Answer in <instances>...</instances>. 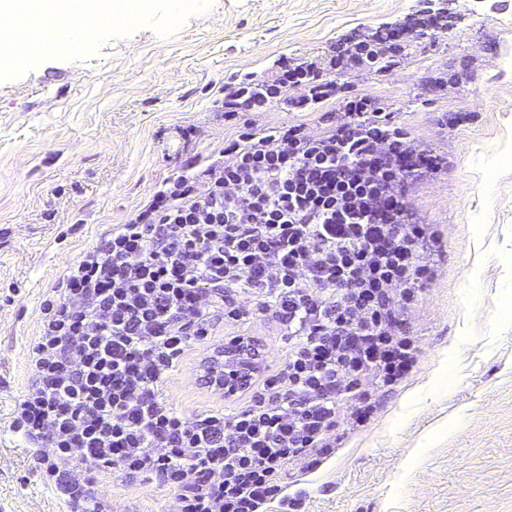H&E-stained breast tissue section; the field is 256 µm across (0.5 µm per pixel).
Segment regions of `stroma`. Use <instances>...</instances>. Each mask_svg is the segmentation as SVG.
<instances>
[{
    "label": "stroma",
    "instance_id": "obj_1",
    "mask_svg": "<svg viewBox=\"0 0 512 512\" xmlns=\"http://www.w3.org/2000/svg\"><path fill=\"white\" fill-rule=\"evenodd\" d=\"M423 0H135L88 42L50 43L0 68V512H63L8 426L29 376L40 303L67 263L135 213L185 160L235 138L217 102L230 77L267 76L424 9ZM446 28L404 65L353 88L377 97L448 168L410 198L443 261L408 320L419 361L364 428L339 433L313 473L288 466L304 512H512V0H443ZM438 71L458 74L448 92ZM248 112L257 128L322 112ZM468 114L454 128L446 117ZM193 128L192 137L182 135ZM197 346L164 386L193 416L227 400L201 389ZM413 401H405L410 389ZM112 512H177L155 483L107 479Z\"/></svg>",
    "mask_w": 512,
    "mask_h": 512
}]
</instances>
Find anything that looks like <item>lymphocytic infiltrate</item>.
<instances>
[{"mask_svg":"<svg viewBox=\"0 0 512 512\" xmlns=\"http://www.w3.org/2000/svg\"><path fill=\"white\" fill-rule=\"evenodd\" d=\"M348 38L323 57L233 77L224 116L336 99L320 135L244 125L210 163L187 160L146 205L71 262L41 302L31 374L9 429L66 512H112L103 476L158 481L178 512H296L283 468L318 469L418 361L405 313L437 277L439 240L409 185L448 158L343 76L400 67L439 28ZM299 96H290V89ZM263 317L292 339L246 402L188 416L162 387L216 324Z\"/></svg>","mask_w":512,"mask_h":512,"instance_id":"obj_1","label":"lymphocytic infiltrate"}]
</instances>
